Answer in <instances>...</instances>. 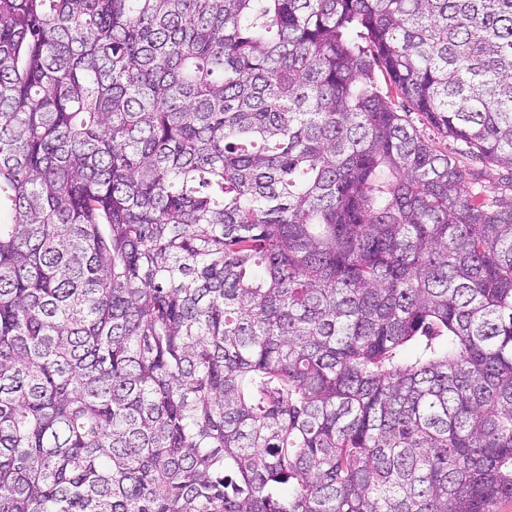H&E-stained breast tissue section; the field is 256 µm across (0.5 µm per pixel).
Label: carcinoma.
<instances>
[{
    "label": "carcinoma",
    "mask_w": 512,
    "mask_h": 512,
    "mask_svg": "<svg viewBox=\"0 0 512 512\" xmlns=\"http://www.w3.org/2000/svg\"><path fill=\"white\" fill-rule=\"evenodd\" d=\"M512 0H0V512L512 499ZM391 91V100L393 108L397 112H402L408 122L425 138L429 139L431 143L448 153L458 152L463 146L460 143L453 142L452 140L444 137L421 112L412 110L409 104L399 96ZM459 159L470 173L468 181L472 182L476 189L497 193L501 191L500 189H507L511 183L512 174L506 168L481 163L470 156H459Z\"/></svg>",
    "instance_id": "obj_1"
}]
</instances>
